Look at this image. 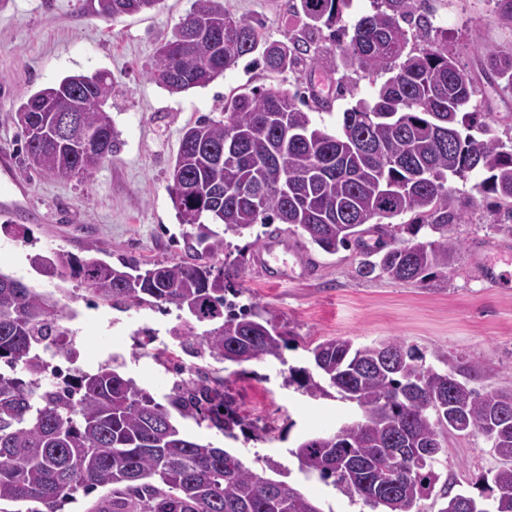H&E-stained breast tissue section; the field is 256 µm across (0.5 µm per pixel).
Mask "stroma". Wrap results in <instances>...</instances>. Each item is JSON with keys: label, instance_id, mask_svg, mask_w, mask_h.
<instances>
[{"label": "stroma", "instance_id": "stroma-1", "mask_svg": "<svg viewBox=\"0 0 512 512\" xmlns=\"http://www.w3.org/2000/svg\"><path fill=\"white\" fill-rule=\"evenodd\" d=\"M225 11L262 24L267 41L287 43L304 36L306 19L299 0H220ZM193 0H162L154 10L105 19L95 0H0V153L11 154L14 168L0 172V184L17 180L28 188L36 216L10 223L0 219V272L22 279L40 292L53 293L64 307V326L76 339L75 363L58 356L54 365L90 371L118 360L120 372L134 378L157 402H166L183 367L196 366L224 380L249 432L227 438L193 419L179 420L191 438L237 454L246 467L281 480L314 500L322 512H371L359 497L300 471L292 454L305 437L337 428L355 414L336 391L315 397L291 378L290 368L309 364V347L336 336L358 344L399 338L423 353L426 364L437 354L464 356L484 371L490 388L512 386V287H495L488 268L512 278V231L497 230L493 195L475 190L481 174L453 179L452 188L474 196L476 204L455 230L463 248L447 271L425 284L358 277L355 250L328 254L293 234L286 225H256L253 233L231 237L247 255L261 240L279 234L309 263L306 275L273 282L247 262L238 285L241 303L253 302L285 327L283 360L266 358L227 373L209 354L182 347L168 331L177 309L89 304L74 280L55 283L30 262L37 254L65 249L107 262L132 258L150 268L184 257L191 226L176 218L167 187L184 128L202 116L220 118L224 99L242 87L294 88L299 74H272L240 59L203 88L172 94L149 77L156 47L170 39ZM431 37L448 35V49L473 79L482 121L496 136L512 139V92L490 85L483 73L489 48L512 51V27L498 19L496 0H424ZM339 50L329 30L315 34L303 63L317 90L333 100L329 110H313L314 125L335 129L342 112L371 99L386 76L337 70ZM111 72L114 90L107 109L120 133L112 156L84 178L62 180L31 167L22 149L16 109L31 94L63 76ZM443 476L457 488L497 465L482 436H449Z\"/></svg>", "mask_w": 512, "mask_h": 512}]
</instances>
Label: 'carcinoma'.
<instances>
[{
	"mask_svg": "<svg viewBox=\"0 0 512 512\" xmlns=\"http://www.w3.org/2000/svg\"><path fill=\"white\" fill-rule=\"evenodd\" d=\"M106 19L138 11L145 0H97ZM300 0L308 27L331 30L345 69L384 71L389 77L370 101L342 113L336 131L313 125L298 107L303 92L248 89L224 99L222 118H199L184 129L168 192L182 224L197 229L192 254L143 270L121 258L111 264L58 249L31 264L48 277L77 280L91 297L128 307L168 303L204 327L187 336L224 363L266 357L286 363L287 332L265 311L240 306L233 279L240 264L203 262L224 252V235L242 236L256 224L289 225L328 254L354 248L360 277L380 272L424 283L462 248L455 229L471 198L449 180L474 170L487 177L475 189L495 197L499 228L512 221V139L505 142L469 110L476 88L442 40L428 39L430 21L420 0H374L376 7L348 31L340 3ZM405 21L423 44L409 47ZM221 27L224 39L191 40L184 52H155L149 76L171 94L209 85L250 54L271 72L296 67L305 49L295 41L269 43L261 24L224 11L217 0H195L176 34ZM490 84L512 91V52L493 50L484 61ZM112 74L96 70L64 77L32 94L18 111L24 151L40 156V170L59 179L90 174L88 153L108 158L119 132L105 109ZM76 109L64 135L57 109ZM468 130L464 135L459 127ZM284 154L286 164L276 161ZM410 213L407 228L423 240L397 236L387 219ZM223 225L224 233L210 228ZM232 298H227V295ZM62 307L0 273V512L35 502L30 512H57L83 492L105 495L87 512H322L285 481L266 478L233 453L184 436L170 409L235 436L246 428L224 380L197 373L175 386L169 406L154 401L109 363L80 370L64 385L45 381L42 357L60 327ZM300 387L310 396L329 386L354 404L358 416L313 434L291 450L306 472L333 479L374 512H420L440 483L437 467L450 434L481 435L499 466L474 483L478 493L452 492L440 483L438 512H512V388L481 392L482 369L450 356L446 369L398 338L357 345L336 336L309 349Z\"/></svg>",
	"mask_w": 512,
	"mask_h": 512,
	"instance_id": "1",
	"label": "carcinoma"
}]
</instances>
